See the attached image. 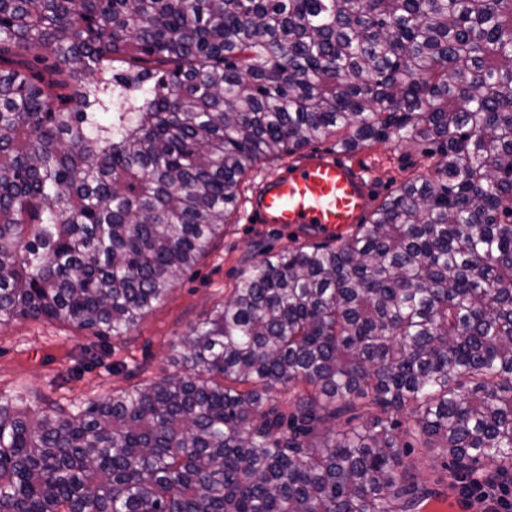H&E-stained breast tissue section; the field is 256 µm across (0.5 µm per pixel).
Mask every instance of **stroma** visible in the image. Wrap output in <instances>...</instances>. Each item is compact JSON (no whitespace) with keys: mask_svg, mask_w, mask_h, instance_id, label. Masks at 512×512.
<instances>
[{"mask_svg":"<svg viewBox=\"0 0 512 512\" xmlns=\"http://www.w3.org/2000/svg\"><path fill=\"white\" fill-rule=\"evenodd\" d=\"M333 150L332 142L325 141L298 151L290 160L263 161L250 170L242 182L239 203L210 252L127 335L102 339L55 321L18 319L1 324L0 393L26 386L25 403L37 410L46 398L63 406L86 404L173 372L178 337L221 306L243 274L246 258L330 240L325 231L308 235L293 228L253 224L248 215L255 183L273 177L286 162ZM343 159L363 171L380 202L416 173L418 153L390 140L344 154ZM410 458L435 491L418 512H481L480 505L469 504L461 489H449L438 450L417 448Z\"/></svg>","mask_w":512,"mask_h":512,"instance_id":"stroma-1","label":"stroma"}]
</instances>
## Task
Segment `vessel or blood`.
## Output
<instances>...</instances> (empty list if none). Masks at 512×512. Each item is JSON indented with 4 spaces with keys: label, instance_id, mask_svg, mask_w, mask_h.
Here are the masks:
<instances>
[{
    "label": "vessel or blood",
    "instance_id": "1",
    "mask_svg": "<svg viewBox=\"0 0 512 512\" xmlns=\"http://www.w3.org/2000/svg\"><path fill=\"white\" fill-rule=\"evenodd\" d=\"M373 207L362 172L336 155L322 153L261 182L250 215L259 224L343 233L366 220Z\"/></svg>",
    "mask_w": 512,
    "mask_h": 512
}]
</instances>
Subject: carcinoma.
Returning a JSON list of instances; mask_svg holds the SVG:
<instances>
[{"mask_svg":"<svg viewBox=\"0 0 512 512\" xmlns=\"http://www.w3.org/2000/svg\"><path fill=\"white\" fill-rule=\"evenodd\" d=\"M330 138L423 172L251 262L174 372L0 394V512H415L414 446L512 476V0H0V324L127 334L251 169Z\"/></svg>","mask_w":512,"mask_h":512,"instance_id":"cac0c4a2","label":"carcinoma"}]
</instances>
